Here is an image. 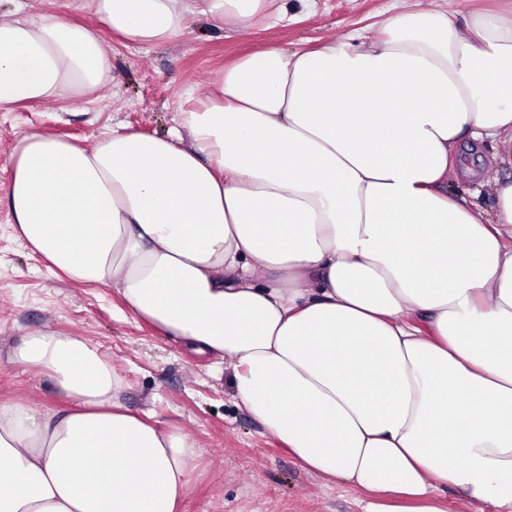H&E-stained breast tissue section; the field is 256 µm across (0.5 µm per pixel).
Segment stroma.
<instances>
[{
  "mask_svg": "<svg viewBox=\"0 0 512 512\" xmlns=\"http://www.w3.org/2000/svg\"><path fill=\"white\" fill-rule=\"evenodd\" d=\"M282 3L283 15L245 31H220L196 20L161 45L109 37L112 83L48 106L0 110V401L62 409L65 401L50 378L10 363L8 354L35 330L83 337L121 376L120 400L129 411L196 442L199 466L181 512H359L360 494L304 470L270 437L239 405L229 364L190 353L128 310L116 289L66 281L33 255L16 236L6 203L10 156L17 138L30 131L87 145L119 124L166 135L192 106L188 90L201 88L245 54L269 46L312 49L322 39L378 26L391 15L393 0H316L312 11L302 0ZM0 13L97 22L90 0H0Z\"/></svg>",
  "mask_w": 512,
  "mask_h": 512,
  "instance_id": "35a3bbf8",
  "label": "stroma"
}]
</instances>
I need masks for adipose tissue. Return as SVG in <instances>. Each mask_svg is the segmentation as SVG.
I'll return each mask as SVG.
<instances>
[{
    "mask_svg": "<svg viewBox=\"0 0 512 512\" xmlns=\"http://www.w3.org/2000/svg\"><path fill=\"white\" fill-rule=\"evenodd\" d=\"M92 2L95 26L0 16V110L111 83L107 36L246 28L274 0ZM10 164L34 253L229 361L240 404L360 512H447L448 487L512 512V0H399L380 33L243 56L167 135L29 132ZM8 360L69 405L0 402V512H177L197 446L131 413L96 347L36 330ZM448 189L464 198L467 202H474L487 211L491 210L493 203L491 197L475 183L466 180L454 181L448 186Z\"/></svg>",
    "mask_w": 512,
    "mask_h": 512,
    "instance_id": "1",
    "label": "adipose tissue"
}]
</instances>
